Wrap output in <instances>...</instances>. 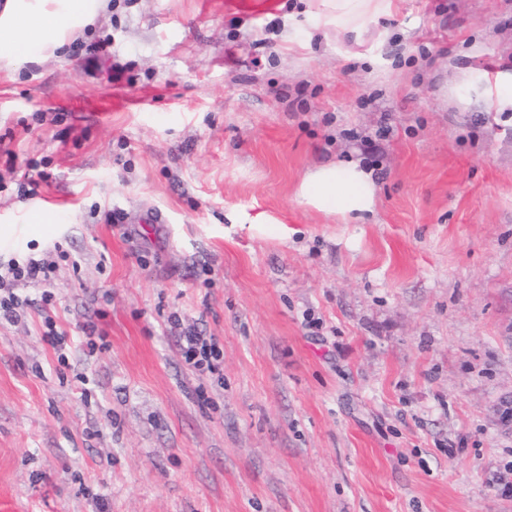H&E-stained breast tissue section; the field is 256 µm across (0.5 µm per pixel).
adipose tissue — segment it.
Instances as JSON below:
<instances>
[{"mask_svg": "<svg viewBox=\"0 0 512 512\" xmlns=\"http://www.w3.org/2000/svg\"><path fill=\"white\" fill-rule=\"evenodd\" d=\"M107 8V0H0V69L55 54ZM307 11L322 18L328 33L357 39L371 22L391 14L392 0H307ZM298 196L308 206L346 218L375 206L371 173L358 163L311 171Z\"/></svg>", "mask_w": 512, "mask_h": 512, "instance_id": "obj_1", "label": "adipose tissue"}]
</instances>
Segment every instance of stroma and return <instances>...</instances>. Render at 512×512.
I'll list each match as a JSON object with an SVG mask.
<instances>
[{"instance_id":"stroma-1","label":"stroma","mask_w":512,"mask_h":512,"mask_svg":"<svg viewBox=\"0 0 512 512\" xmlns=\"http://www.w3.org/2000/svg\"><path fill=\"white\" fill-rule=\"evenodd\" d=\"M509 78L512 0H396L357 41L304 0H115L0 71V259L57 265L0 321V507L512 512ZM353 161L373 213L300 202ZM186 361L198 368L201 361L220 357L219 339L215 336H200L194 329H187L181 336ZM199 357H201L199 359Z\"/></svg>"}]
</instances>
